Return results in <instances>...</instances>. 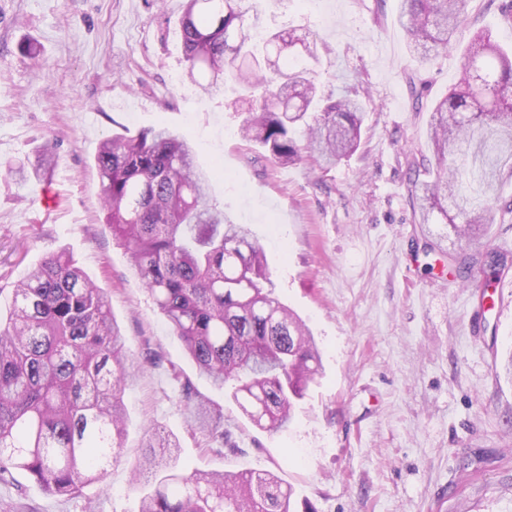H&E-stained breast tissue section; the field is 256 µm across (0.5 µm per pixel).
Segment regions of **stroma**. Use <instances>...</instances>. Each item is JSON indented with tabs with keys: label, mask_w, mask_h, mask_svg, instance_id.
<instances>
[{
	"label": "stroma",
	"mask_w": 512,
	"mask_h": 512,
	"mask_svg": "<svg viewBox=\"0 0 512 512\" xmlns=\"http://www.w3.org/2000/svg\"><path fill=\"white\" fill-rule=\"evenodd\" d=\"M260 0L264 28H288L318 55L323 93L365 91L361 145L329 171L278 165L239 132L248 108L231 83L184 81L182 0H0V308L12 285L66 252L109 292L131 352L163 364L127 387L119 463L81 497L51 496L24 471L0 475V512H138L152 475L134 476L141 429L179 441V462L269 471L313 512H512V221L473 243L415 221L407 160L427 151L430 112L454 86L459 51L418 57L401 0ZM505 0H473L468 29L512 46ZM44 55L34 68L22 41ZM164 125L212 173L214 202L263 245L275 293L309 327L321 374L291 425L254 427L197 373L103 222L99 143ZM51 173L17 179L41 154ZM470 255L465 274L433 270L423 245ZM507 256L501 303L479 305L486 253ZM224 416L240 452L210 448L177 406L176 374Z\"/></svg>",
	"instance_id": "obj_1"
}]
</instances>
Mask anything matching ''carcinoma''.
Here are the masks:
<instances>
[{
  "label": "carcinoma",
  "mask_w": 512,
  "mask_h": 512,
  "mask_svg": "<svg viewBox=\"0 0 512 512\" xmlns=\"http://www.w3.org/2000/svg\"><path fill=\"white\" fill-rule=\"evenodd\" d=\"M252 0H184L180 19L187 78L206 91L231 79L259 93L240 124L242 136L281 165L309 160L327 170L361 144L359 88L318 93L310 43L291 31L256 40ZM468 0H403L400 20L416 53L457 43ZM434 159L412 155L410 196L420 224L478 236L512 214L488 196L512 160V49L482 29L465 45L455 86L430 116ZM478 144L487 158L468 166L458 155ZM96 166L104 221L129 256L159 313L198 374L226 388L256 426L287 427L319 374L320 352L308 327L280 302L266 254L251 230L233 223L210 197V177L180 134L158 125L107 137ZM483 198L475 206L471 197ZM162 356L125 347L106 289L65 253L52 254L12 288L0 319V472H27L49 494L77 497L105 480L127 436L124 393ZM179 409L194 418L208 446L238 444L190 380ZM133 472L163 471L140 498L139 512H313L298 510L292 487L271 473L185 472L172 435L147 428Z\"/></svg>",
  "instance_id": "1"
}]
</instances>
